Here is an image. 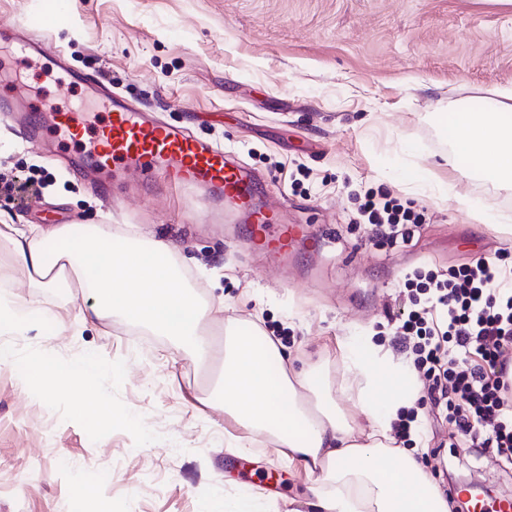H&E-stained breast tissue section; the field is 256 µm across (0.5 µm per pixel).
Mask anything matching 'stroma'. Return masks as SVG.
I'll return each instance as SVG.
<instances>
[{
	"mask_svg": "<svg viewBox=\"0 0 512 512\" xmlns=\"http://www.w3.org/2000/svg\"><path fill=\"white\" fill-rule=\"evenodd\" d=\"M70 24L42 32L45 58L64 55L70 76L19 66L23 88L56 107L87 96L90 75L166 124L216 143L260 178L265 202L307 240L276 259L248 247L242 217L210 218L202 194L175 195L129 172L104 202L70 162L78 147L20 141L0 114V217L11 224H106L116 238H164L207 329L257 323L287 367L328 370L348 406L336 353L342 336H367L410 366L418 386L405 446L449 506L450 482L479 481L512 496V460L447 447L448 424L429 380L392 342L390 317L412 304L404 276L494 259L512 233V190L466 176L438 113L512 87V5L507 0H64ZM55 0H0V27L21 34ZM387 193L422 221L406 243L380 241L358 197ZM466 196L487 214L472 222ZM47 319L0 335L15 351L0 363V512H88L93 482L108 512H207L215 495L250 497L258 512H311L313 478L264 434L246 430L213 389L217 363L197 364L163 336L120 315L108 327L62 329L87 299L46 291ZM95 358L101 372L78 399L48 398L25 378L31 361Z\"/></svg>",
	"mask_w": 512,
	"mask_h": 512,
	"instance_id": "1",
	"label": "stroma"
}]
</instances>
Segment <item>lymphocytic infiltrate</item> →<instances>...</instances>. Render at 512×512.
I'll return each instance as SVG.
<instances>
[{
	"mask_svg": "<svg viewBox=\"0 0 512 512\" xmlns=\"http://www.w3.org/2000/svg\"><path fill=\"white\" fill-rule=\"evenodd\" d=\"M361 209L389 242L409 239L419 216L398 199L367 197ZM414 307L395 342L433 383L431 402L445 406L453 436L512 458V250L478 258L445 274H405Z\"/></svg>",
	"mask_w": 512,
	"mask_h": 512,
	"instance_id": "lymphocytic-infiltrate-1",
	"label": "lymphocytic infiltrate"
}]
</instances>
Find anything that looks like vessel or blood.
<instances>
[{"label":"vessel or blood","instance_id":"1","mask_svg":"<svg viewBox=\"0 0 512 512\" xmlns=\"http://www.w3.org/2000/svg\"><path fill=\"white\" fill-rule=\"evenodd\" d=\"M104 102L107 118L91 130L73 111L57 108L52 114L53 128L65 130L71 140L84 142L85 161L94 169L103 195H110L112 182L123 167L135 165L146 178L165 175L170 192L202 190L232 209L246 212L252 224L250 240L271 253H287L301 227L280 223L278 214L265 207L248 169L230 160L217 145L160 124L114 96H106ZM44 108V103L19 100L13 92L0 95V112L17 114L22 133L32 141L42 133L35 115ZM272 224L278 225L277 234H269Z\"/></svg>","mask_w":512,"mask_h":512}]
</instances>
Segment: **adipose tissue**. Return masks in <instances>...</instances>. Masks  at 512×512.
Masks as SVG:
<instances>
[{"instance_id": "obj_1", "label": "adipose tissue", "mask_w": 512, "mask_h": 512, "mask_svg": "<svg viewBox=\"0 0 512 512\" xmlns=\"http://www.w3.org/2000/svg\"><path fill=\"white\" fill-rule=\"evenodd\" d=\"M457 161L479 175L512 183V89L495 90L486 107L463 105L441 115ZM76 239L77 254L52 249L55 240ZM0 244L28 277L32 294L0 295V327L21 330L45 316L41 288H78L91 295L76 319L108 324L111 314L168 337L198 361L212 353L205 312L183 284L170 244L157 239H116L104 224H59L44 230L29 224H0ZM344 373L356 383L352 408L369 429L355 435L322 369L283 368L274 343L258 344L252 330L227 329L224 350V410L252 431L266 433L304 463L314 477L316 512H448L447 501L421 464L392 447L391 421L414 392L403 385L400 363L380 357L369 341L338 340ZM101 367L92 358L31 369L30 385L53 397L59 383L80 395L96 383ZM394 395L375 396L380 376Z\"/></svg>"}]
</instances>
